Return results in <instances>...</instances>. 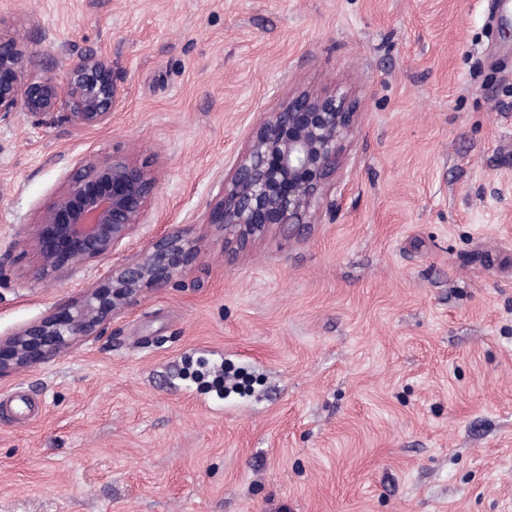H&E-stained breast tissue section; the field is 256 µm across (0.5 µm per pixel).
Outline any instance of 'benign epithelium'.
<instances>
[{
	"mask_svg": "<svg viewBox=\"0 0 512 512\" xmlns=\"http://www.w3.org/2000/svg\"><path fill=\"white\" fill-rule=\"evenodd\" d=\"M114 97L112 64L105 54L77 57L60 77L38 71L28 48L0 33V120L19 109L32 117L52 114L63 102L76 128H101L112 120ZM356 118V100L338 90L290 92L276 111L263 113L212 208L211 223L223 232L228 257L275 227L313 223L327 205ZM156 188L152 165L121 151L80 162L35 215L25 243L36 262L24 278L41 282L68 273L77 260L112 256L144 224ZM197 254L192 225L162 232L138 259L112 266L104 282L87 289L63 315L48 316L0 342L7 349L0 352V375L54 361L72 344L99 335L114 314L149 291L169 287Z\"/></svg>",
	"mask_w": 512,
	"mask_h": 512,
	"instance_id": "benign-epithelium-1",
	"label": "benign epithelium"
}]
</instances>
